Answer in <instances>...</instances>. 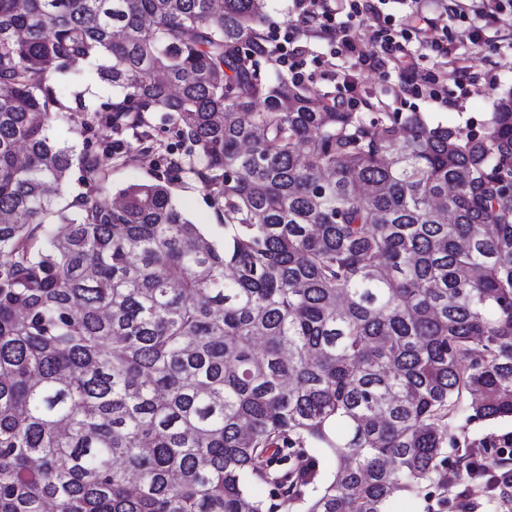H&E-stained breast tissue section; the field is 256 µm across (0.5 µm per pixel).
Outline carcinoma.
I'll use <instances>...</instances> for the list:
<instances>
[{"label": "carcinoma", "mask_w": 512, "mask_h": 512, "mask_svg": "<svg viewBox=\"0 0 512 512\" xmlns=\"http://www.w3.org/2000/svg\"><path fill=\"white\" fill-rule=\"evenodd\" d=\"M265 7L0 0V512H389L512 418V90L482 133L338 110L271 78ZM156 112L221 245L179 160L112 206V142L50 137L147 155ZM153 134L161 141L162 150L149 157H143L135 152H129L127 147L123 150V158L112 159V189L102 199L111 202L117 192L132 182H153L155 174L166 167L165 158L168 153L182 159L185 171L181 173L180 180L171 186L173 200L185 212L187 217L214 241L222 242L224 227L220 226L215 218L210 200L206 191L202 189L196 176L190 172L187 144L178 138L162 112H158L150 119ZM134 159V163L131 160ZM512 432V420L510 418L496 421L495 423L476 421L467 425L465 436L469 441L484 442Z\"/></svg>", "instance_id": "obj_1"}]
</instances>
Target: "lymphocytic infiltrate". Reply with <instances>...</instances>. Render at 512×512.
<instances>
[{"mask_svg":"<svg viewBox=\"0 0 512 512\" xmlns=\"http://www.w3.org/2000/svg\"><path fill=\"white\" fill-rule=\"evenodd\" d=\"M309 22L304 32L306 39H322L331 45V56L349 52L355 58L357 69L383 70L395 68L399 75L402 92L422 94L420 82L423 59L410 48L413 39L427 37L436 22L427 5L417 6L404 27L397 28L389 15L381 10L388 0H304ZM373 21L375 30L371 45L361 46L354 33L356 24ZM495 448L494 456H481L473 464L477 478L482 481L481 490L489 494L504 489L512 490V469L504 463L512 457V436L490 440Z\"/></svg>","mask_w":512,"mask_h":512,"instance_id":"f902f5d3","label":"lymphocytic infiltrate"}]
</instances>
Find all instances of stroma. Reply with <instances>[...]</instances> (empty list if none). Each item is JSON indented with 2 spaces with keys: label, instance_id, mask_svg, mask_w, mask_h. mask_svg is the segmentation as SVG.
<instances>
[{
  "label": "stroma",
  "instance_id": "obj_1",
  "mask_svg": "<svg viewBox=\"0 0 512 512\" xmlns=\"http://www.w3.org/2000/svg\"><path fill=\"white\" fill-rule=\"evenodd\" d=\"M475 0H432L431 11L439 21L431 32L436 48L428 44L416 45V52L425 54L422 72L425 84L436 88L441 98L403 94L399 91L398 77L394 71L364 70L358 75L355 90H348L341 80L328 77L329 68L349 69L352 61L342 56L330 58L327 44L310 42L299 71L303 85L319 92H332L340 98L364 100L380 94L396 96V108L401 112H418L432 125L448 127L465 125L474 121L477 129H484L494 110L496 99L512 89V0H502L505 11L500 19L484 24L471 6ZM469 66L472 72L492 76L493 86L485 82L460 83L454 73L455 66ZM155 137L161 141V151L148 157L124 152L121 159L112 163V188L120 190L132 182L154 181L156 173L166 166L167 155L186 158L187 145L170 128L163 113L151 118ZM172 197L187 217L214 241H222L224 229L215 218L210 200L193 173L182 172L171 187ZM448 471L447 496L432 495L430 499H412L396 496L392 512H460L464 492L470 491L467 477L457 472L455 457L446 461Z\"/></svg>",
  "mask_w": 512,
  "mask_h": 512
}]
</instances>
